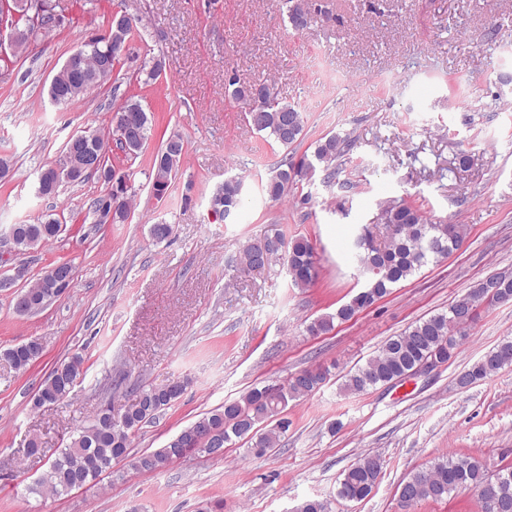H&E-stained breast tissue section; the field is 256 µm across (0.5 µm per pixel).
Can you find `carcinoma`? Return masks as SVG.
<instances>
[{"label": "carcinoma", "instance_id": "carcinoma-1", "mask_svg": "<svg viewBox=\"0 0 512 512\" xmlns=\"http://www.w3.org/2000/svg\"><path fill=\"white\" fill-rule=\"evenodd\" d=\"M288 19L292 28L299 30L308 23L310 13L306 0H288ZM142 18L133 16L123 20L120 16L107 18L106 31L115 42H133L139 33ZM84 71L94 78L100 65L101 45L86 40ZM232 99L245 105V118L258 132L266 133L274 142L288 149L298 142L304 129V117L293 104L277 97L267 86H242L237 79H227ZM260 88L268 93L266 108L253 112L250 95ZM90 92L89 83L75 80L59 70L56 87L48 91L51 101L59 106H68ZM119 109L134 111L141 117V141L125 153L135 157L149 138L152 120L135 96L123 98ZM182 145L178 134L170 135L161 152L153 162L150 178L152 189L166 194L171 181L179 172L184 156L182 150H170L172 144ZM354 140L350 136L331 135L317 143L313 159L306 157L289 161L285 167L277 168L268 179L266 192L277 201L288 194L289 186L298 177L318 167L330 180L341 166L342 158L348 154ZM75 162L64 150L57 159L59 169L46 167L38 174L39 192L52 197L65 184H78L80 180L66 174ZM238 185L224 181L212 195L211 209L222 219L234 218L239 210ZM377 223L384 225L385 235L377 245L357 243V258L365 276V284L349 301L333 314L322 316L311 322L307 330L313 335L328 332L334 322H347L360 311L388 296L393 287L413 275L429 259L439 260L458 250L467 237L464 224H431L424 213L404 201L389 200L381 206ZM16 250L26 253L55 240L61 234V221L52 215L39 218L33 223L15 224ZM240 264L248 269L260 264L270 267L286 264L288 275L294 286L306 288L317 277L313 247L304 238L287 242L283 250L276 244L266 252L257 254L253 243H248L239 252ZM46 290L44 276H38L22 286L26 296V309L20 316L34 315L43 310V294ZM512 302V272L498 273L479 282L475 288L455 299L448 310L438 312L412 323L404 332L389 338L377 354L349 371L342 383V390L350 394L366 393L379 385L404 380L418 372L425 363L434 360L448 364L460 347L466 328L475 320L480 304L490 305ZM43 354V343L37 337L28 339L3 351L0 355L17 371H25ZM512 366V340H505L484 353L468 370L456 378L461 389L486 381L502 369ZM62 375L47 377L32 396V407L57 404L70 395L77 380L83 375V359L74 355L59 364ZM328 378L320 368L303 370L278 387H254L237 399L204 413L194 422L181 429L167 443L154 451L143 452L135 457L138 471L151 474L167 467L183 456L209 455L213 451L209 441H199L202 433L213 435L221 445L235 439L250 442L251 448L262 454L278 445L280 438L291 425L286 410L289 402L307 397L317 391ZM185 382L179 380L170 388L146 385L140 389L138 401L118 410L110 407L96 412L89 423L76 429L70 441L61 449L49 469L30 487L33 493L47 491L56 497L75 489V483L92 484L106 473H112V465L130 455L133 438L143 424L155 419L171 407L183 394ZM385 467V460L377 453H366L346 468L338 481L336 495L348 502L366 499L378 486ZM460 490H472L477 494L481 512H512V466H503L491 473L478 458L469 455L439 458L424 468L418 469L398 486L399 497L406 499L411 507L424 501L439 502L448 494Z\"/></svg>", "mask_w": 512, "mask_h": 512}]
</instances>
